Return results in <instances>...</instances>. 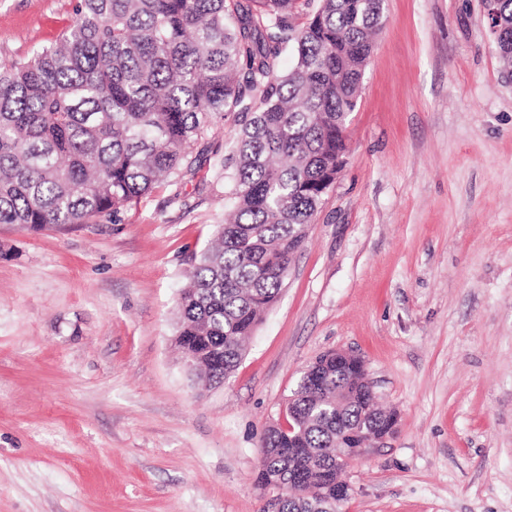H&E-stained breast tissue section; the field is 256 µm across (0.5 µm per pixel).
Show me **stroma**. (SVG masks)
<instances>
[{"instance_id":"35a3bbf8","label":"stroma","mask_w":512,"mask_h":512,"mask_svg":"<svg viewBox=\"0 0 512 512\" xmlns=\"http://www.w3.org/2000/svg\"><path fill=\"white\" fill-rule=\"evenodd\" d=\"M75 0H0V64ZM344 167L237 368L172 343L224 221L232 122L118 219L0 224V512H261L266 430L301 372L365 363L396 434L345 472L343 512H512V83L483 0H384Z\"/></svg>"}]
</instances>
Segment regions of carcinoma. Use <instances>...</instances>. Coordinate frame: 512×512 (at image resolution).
<instances>
[{"instance_id":"1","label":"carcinoma","mask_w":512,"mask_h":512,"mask_svg":"<svg viewBox=\"0 0 512 512\" xmlns=\"http://www.w3.org/2000/svg\"><path fill=\"white\" fill-rule=\"evenodd\" d=\"M495 9L511 65L512 0ZM382 23L383 0H77L54 43L0 65V224L115 220L160 180L196 175L193 146L232 118L238 136L218 173L231 210L187 275L174 337L208 383L223 382L343 169ZM286 46L295 62L282 73ZM307 369L289 427L261 444L259 486L302 477L274 512H322L357 430L388 417L336 356Z\"/></svg>"}]
</instances>
